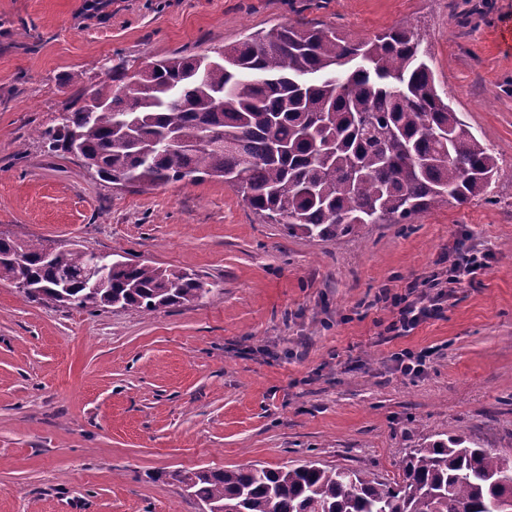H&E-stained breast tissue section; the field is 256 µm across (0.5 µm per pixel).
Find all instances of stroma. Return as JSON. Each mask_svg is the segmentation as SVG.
I'll use <instances>...</instances> for the list:
<instances>
[{
    "label": "stroma",
    "instance_id": "1",
    "mask_svg": "<svg viewBox=\"0 0 512 512\" xmlns=\"http://www.w3.org/2000/svg\"><path fill=\"white\" fill-rule=\"evenodd\" d=\"M284 22L410 24L499 174L465 204L322 240L219 180L123 187L46 152L40 131L108 67ZM1 235L186 271L209 293L90 312L0 280V512H204L175 479L199 468L314 461L391 480L442 434L512 456V0H0ZM462 247L485 266L455 284ZM404 294L438 310L400 334ZM406 349L426 351L420 376L397 371Z\"/></svg>",
    "mask_w": 512,
    "mask_h": 512
}]
</instances>
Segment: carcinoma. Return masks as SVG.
<instances>
[{"instance_id":"carcinoma-1","label":"carcinoma","mask_w":512,"mask_h":512,"mask_svg":"<svg viewBox=\"0 0 512 512\" xmlns=\"http://www.w3.org/2000/svg\"><path fill=\"white\" fill-rule=\"evenodd\" d=\"M224 63L172 55L131 86L111 68L93 94L104 103L65 112L40 133L52 153L76 138L89 166L123 186L224 181L241 200L290 234L340 238L364 224H408L439 204L480 195L498 162L438 94L421 41L406 24L352 39L325 25L287 23L224 47ZM212 131L214 149L197 143ZM41 241L0 236L8 280L76 309L155 312L210 293L192 274L112 261V276L84 286L91 250L44 259ZM400 479L308 461L175 475L217 512H496L512 483V458L448 436L410 450Z\"/></svg>"}]
</instances>
